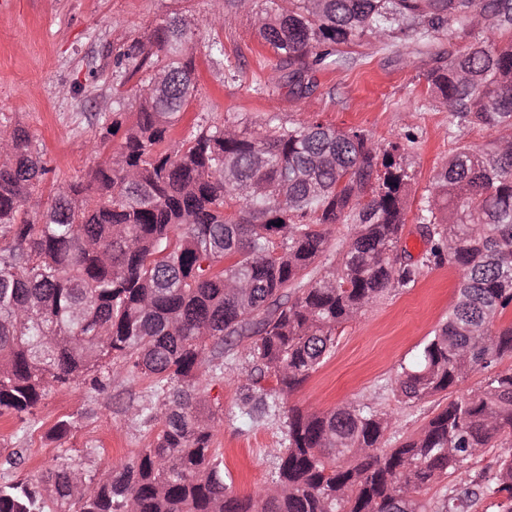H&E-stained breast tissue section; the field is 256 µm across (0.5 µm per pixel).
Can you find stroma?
Returning a JSON list of instances; mask_svg holds the SVG:
<instances>
[{"instance_id": "1", "label": "stroma", "mask_w": 512, "mask_h": 512, "mask_svg": "<svg viewBox=\"0 0 512 512\" xmlns=\"http://www.w3.org/2000/svg\"><path fill=\"white\" fill-rule=\"evenodd\" d=\"M178 15L191 21L197 91L183 108L173 139L200 124H233L256 129L270 123L316 118L339 129L360 127L377 143L414 128L407 151L414 174L404 241L414 258L426 246L416 226L419 208L433 176L457 142L479 147L497 138L494 130L464 128L448 135L451 114L425 94L428 48L409 30L391 45L375 41L346 49L335 63L318 69L316 89L305 97L287 85L258 89L271 57L260 45L252 13L225 6L224 0H0V125H23L42 148L52 172L30 210L45 209L57 187L85 178L113 159L120 138L94 150L112 111H135L136 81L119 83L116 48L148 41L156 26ZM224 46L227 67L213 63L211 42ZM460 272L441 266L423 269L408 287L385 292L356 319L346 323L331 356L284 400L285 407L325 412L369 403L391 414V442L417 430L446 406L445 396L418 406L400 401L394 387L403 366L442 324L457 299ZM248 369L243 361L225 365L217 384L202 396L218 415L213 441L224 455V472L240 495H257L271 485L278 457L288 442L282 419L249 425L238 416L239 388ZM159 407L148 381L113 377L97 394L82 384L51 388L26 420L0 416V482L20 476L39 480L42 472L67 459L94 472L103 460L121 465L151 447L157 425L131 420L129 406ZM73 427L62 439L50 436L60 420ZM16 452L21 463L6 464Z\"/></svg>"}]
</instances>
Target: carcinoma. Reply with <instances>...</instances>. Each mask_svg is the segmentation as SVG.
I'll return each instance as SVG.
<instances>
[{"mask_svg": "<svg viewBox=\"0 0 512 512\" xmlns=\"http://www.w3.org/2000/svg\"><path fill=\"white\" fill-rule=\"evenodd\" d=\"M255 12L291 94L365 38L389 45L406 30L430 52L426 95L458 127L512 132V0H271ZM190 22L157 26L150 44L115 52L127 80L140 72L135 112H112L100 136L119 155L28 209L51 172L29 131L0 127V415L34 413L54 384L102 392L104 373L155 382L153 446L88 475L58 462L42 488L0 483V512H429L423 495L485 448L501 447L491 480L451 487L436 512H470L493 496L512 512V366L451 399L416 433L385 447L391 418L368 405L325 413L288 409V446L275 479L238 495L213 447L199 390L207 369L242 349L250 384L238 417L276 416L331 355L336 330L421 267L462 272L448 319L396 380L406 403L446 393L475 369L512 359V145L462 144L434 176L421 208V262L403 242L412 174L404 140L379 145L360 127L311 119L253 135L208 126L170 135L192 96ZM356 231L320 269L338 224ZM276 386L264 387L268 379Z\"/></svg>", "mask_w": 512, "mask_h": 512, "instance_id": "carcinoma-1", "label": "carcinoma"}]
</instances>
